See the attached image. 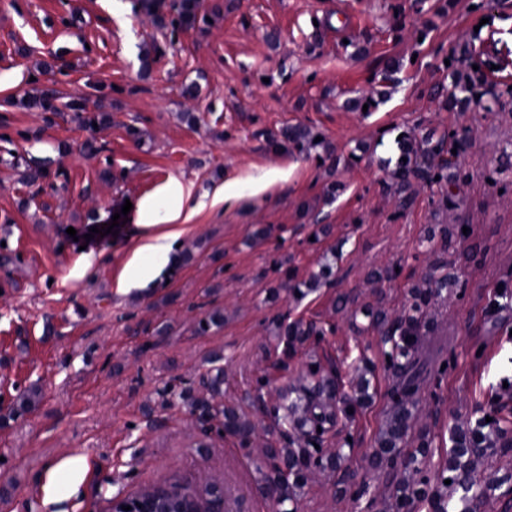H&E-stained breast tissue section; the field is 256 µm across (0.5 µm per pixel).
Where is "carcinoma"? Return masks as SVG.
I'll return each mask as SVG.
<instances>
[{
  "instance_id": "obj_1",
  "label": "carcinoma",
  "mask_w": 512,
  "mask_h": 512,
  "mask_svg": "<svg viewBox=\"0 0 512 512\" xmlns=\"http://www.w3.org/2000/svg\"><path fill=\"white\" fill-rule=\"evenodd\" d=\"M175 8L180 24L193 26L198 22L197 0H177ZM484 79L485 75L477 71L465 75L452 74L451 99L466 103L474 101L475 87ZM58 100L56 92L43 91L21 99L19 105L55 116L60 114L56 105ZM65 107L75 119L90 128L95 123L102 125L108 120L105 114L88 115L82 97L69 98ZM281 138L301 150L314 144L315 140L311 130L301 125L284 129ZM398 149L402 159L397 162L395 177L402 208L413 202L414 180L437 186L438 194L447 200L452 197L458 174L453 172L456 168L455 155L448 146L447 135L430 129L418 139L398 141ZM451 236L448 227L443 226L437 232H428L424 242L434 252L446 251ZM338 259V254L331 253V258L325 259L320 271L301 285L309 291L319 288L326 273L331 271L332 263ZM294 279V274H288L279 287L299 290L301 285ZM453 285L455 279L448 273V264L438 262L429 268L419 284L412 287L411 303L401 315L391 319L380 308L367 313L371 327L380 336V354L386 366L398 377L392 390L393 411L379 435L377 448L369 456L368 465L372 470L402 465V476L395 487L400 512H413L416 503L427 505L428 512H480L484 501L496 491L512 489L511 469L490 481H481L475 476L477 464L482 459L495 455L498 448L512 444V409L506 405L501 407V416L492 418L490 422L483 415L455 423L450 428L451 446L436 468H428L432 440L426 437L403 462L397 461L395 450L401 447L410 420L419 412L420 387L430 374L429 364L422 361L418 353L423 336L430 332L428 309ZM491 306L503 310L511 308L512 287L506 283L501 285ZM275 329L283 343L278 368L285 372L290 370L298 346L322 334V329L313 321L286 323L280 320L276 322ZM213 371L207 382L211 398L200 399L192 407L199 412L200 418H217L221 420L225 433L246 440L252 434L254 424L237 409L212 402L223 394L224 385V368L218 366ZM369 389L370 381L361 375L350 382V391H342L339 375L333 370H323L317 362L299 376L298 384H287L280 389V402L275 406V413L283 445L279 448L270 445L264 449L267 463L261 470L262 488L273 498L276 512H293L287 504L293 502L296 489L311 470L319 468L334 473L348 469L349 455L332 442V437L336 436L338 426L351 421L354 414L371 403L373 395ZM447 479L451 483H445ZM169 487L168 501L172 505L181 499L192 501L197 495V488L179 479L169 481Z\"/></svg>"
}]
</instances>
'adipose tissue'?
<instances>
[{
  "instance_id": "adipose-tissue-1",
  "label": "adipose tissue",
  "mask_w": 512,
  "mask_h": 512,
  "mask_svg": "<svg viewBox=\"0 0 512 512\" xmlns=\"http://www.w3.org/2000/svg\"><path fill=\"white\" fill-rule=\"evenodd\" d=\"M173 211L163 208L158 200L144 201L140 206V233L118 280L121 290L138 287L152 278L174 249L181 232L173 220Z\"/></svg>"
}]
</instances>
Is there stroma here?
Here are the masks:
<instances>
[{
  "mask_svg": "<svg viewBox=\"0 0 512 512\" xmlns=\"http://www.w3.org/2000/svg\"><path fill=\"white\" fill-rule=\"evenodd\" d=\"M111 2L0 0V512H109L114 496L174 478L223 481L241 512H272L258 482L264 448L280 440L266 406L310 361L348 383L366 358L373 400L346 431L352 481L370 488L341 493L318 471L295 509L396 512L393 487L368 471L394 375L365 310L400 315L437 258L457 279L430 311L420 353L445 369L422 388L407 441L433 438V462L455 422L495 414V394L512 386V309L489 307L512 281V168L501 157L512 144V0H202L201 22L179 30L174 0L150 10L119 0L118 16ZM475 66L487 74L478 103L451 102V71ZM37 90L84 97L112 123L88 129L65 112L49 125L13 106ZM295 125L326 147L269 148ZM429 128L461 141L457 186L444 201L415 184L400 208L384 166L399 135ZM89 139L102 152L84 153ZM45 157L52 175L27 184ZM153 197L179 209L183 233L174 259L125 293L117 277L138 206ZM127 202L126 222L113 224ZM111 224L116 233L90 237ZM442 224L469 231L439 256L422 240ZM334 248L320 288H280L282 260L303 280ZM387 270L392 279L371 281ZM215 310L223 324L201 331ZM278 318L326 330L287 372ZM216 355L221 403L255 425L249 445L203 435L188 405L206 396ZM75 458L89 473L74 472Z\"/></svg>",
  "mask_w": 512,
  "mask_h": 512,
  "instance_id": "1",
  "label": "stroma"
}]
</instances>
